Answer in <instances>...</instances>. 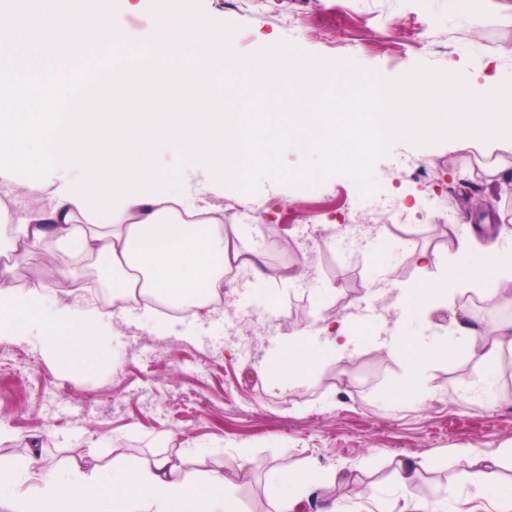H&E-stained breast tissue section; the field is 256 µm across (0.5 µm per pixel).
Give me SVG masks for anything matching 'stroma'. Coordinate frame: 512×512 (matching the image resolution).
I'll return each mask as SVG.
<instances>
[{
	"mask_svg": "<svg viewBox=\"0 0 512 512\" xmlns=\"http://www.w3.org/2000/svg\"><path fill=\"white\" fill-rule=\"evenodd\" d=\"M213 18L237 24L241 54L281 40L329 59H348L396 78L416 64L465 72L470 86L512 74V0H484L465 12L454 0H203ZM504 169L489 178L486 168ZM428 166L429 178L415 177ZM373 194L385 211L359 207L347 177L294 188L263 180L253 195H213L230 213L226 226L256 255V270H236L221 307L181 319L132 313L113 320L104 353L72 347L60 360L43 343L44 319L26 340L0 344V462L32 451L42 461L21 488L49 471L88 472L125 455L162 450L190 467L236 478L244 512H275L266 486L273 468H349L331 493L342 512H402L406 496L438 512H512V496L488 501L469 481L475 450L491 455L512 487V347L493 366L471 358L455 315L485 334L512 321V306H490L482 292L461 290L426 317L397 321V288L447 275L455 249L448 226L467 214L463 235H497L512 222V151L460 148L447 141L395 144L375 165ZM447 206L431 222L430 199ZM353 236L333 234L343 218ZM439 255L423 266L422 252ZM274 288L284 318L251 314L258 290ZM364 317L366 331L343 352L314 361L303 377L266 369L284 334L315 345L322 318ZM447 343L406 402L389 397L405 380L406 359L380 348L393 327ZM247 470H240L241 460ZM417 463L409 489L398 462Z\"/></svg>",
	"mask_w": 512,
	"mask_h": 512,
	"instance_id": "obj_1",
	"label": "stroma"
}]
</instances>
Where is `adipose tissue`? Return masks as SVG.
Returning a JSON list of instances; mask_svg holds the SVG:
<instances>
[{
  "instance_id": "obj_1",
  "label": "adipose tissue",
  "mask_w": 512,
  "mask_h": 512,
  "mask_svg": "<svg viewBox=\"0 0 512 512\" xmlns=\"http://www.w3.org/2000/svg\"><path fill=\"white\" fill-rule=\"evenodd\" d=\"M186 178L187 201L132 203L119 221L102 227L88 222L76 202L56 195V187L68 179L61 170L51 185L36 187L45 202L20 220H12L9 206L0 200V242L10 251L50 245L55 281L73 288L81 282L72 267L86 259L100 262L112 280L111 309L57 307L56 318L67 323L65 336L51 337L48 343L57 356L76 344L97 349L99 332L125 312L134 292L177 307H197L217 295L228 267H254L251 255L225 233L224 211L212 203L205 182L191 171ZM473 244V238L459 239L453 273L401 289L396 310L427 312L449 293L470 285L482 286L488 300L503 299L505 290L488 282L512 266V249L490 242L479 249L482 259L475 263L470 259ZM42 304L40 292L16 286L10 268L0 269V343L20 340L25 319L39 315ZM335 479L331 472L280 468L268 475L277 492V512H340L337 502L318 493L322 483ZM1 504L9 512H243L232 479L199 473L161 452L145 462L116 457L111 465L88 473L49 476L22 493L1 480Z\"/></svg>"
}]
</instances>
